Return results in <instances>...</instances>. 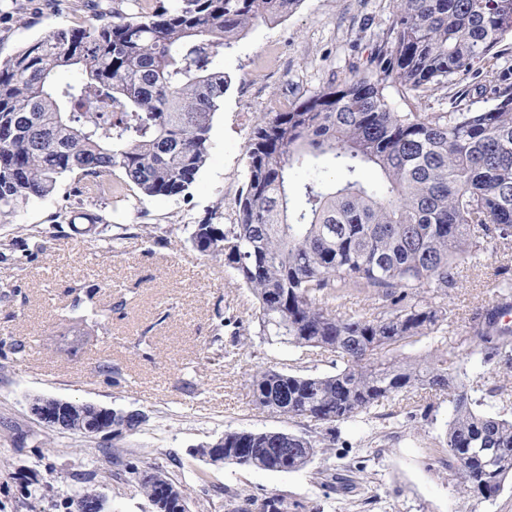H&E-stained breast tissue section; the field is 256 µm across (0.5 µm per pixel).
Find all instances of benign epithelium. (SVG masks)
<instances>
[{
	"instance_id": "1",
	"label": "benign epithelium",
	"mask_w": 512,
	"mask_h": 512,
	"mask_svg": "<svg viewBox=\"0 0 512 512\" xmlns=\"http://www.w3.org/2000/svg\"><path fill=\"white\" fill-rule=\"evenodd\" d=\"M30 412L51 429L77 431L97 436L122 421L123 413L97 404L58 398H41L30 404ZM76 512H105L107 499L98 492L85 493L75 505Z\"/></svg>"
}]
</instances>
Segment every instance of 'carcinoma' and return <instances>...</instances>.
I'll use <instances>...</instances> for the list:
<instances>
[{"mask_svg":"<svg viewBox=\"0 0 512 512\" xmlns=\"http://www.w3.org/2000/svg\"><path fill=\"white\" fill-rule=\"evenodd\" d=\"M300 2L174 0L137 20L114 10L0 62V218L51 197L66 176L79 194L124 206L186 194L209 158L213 118L231 85L217 57ZM509 35L512 0H393L386 39L365 71L255 117L237 223L209 216L191 225L190 239L252 293L261 343L331 352L342 367L325 376L258 367L255 406L303 417L317 435L228 430L216 444L224 461L303 469L336 443L341 424L428 389L452 404L448 467L463 492L488 500L512 475V418L473 407L438 336L459 258L491 241L512 248V73L498 70L495 51ZM475 62L495 101L487 110L399 113L385 101L387 83L435 91ZM65 68L81 80L56 82ZM319 158L338 180H290V170ZM369 167L379 172L374 183ZM116 169L130 192L112 188ZM55 219L78 235L104 223L69 208ZM499 275L498 305L473 317L464 341L509 370L512 340L499 317L512 309V279ZM349 297L378 305L362 313L346 307ZM428 336L418 359L390 355ZM286 446L298 452H269ZM157 472L166 475L134 456L122 470L152 507Z\"/></svg>","mask_w":512,"mask_h":512,"instance_id":"cac0c4a2","label":"carcinoma"}]
</instances>
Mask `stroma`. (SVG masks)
I'll return each instance as SVG.
<instances>
[{
    "mask_svg": "<svg viewBox=\"0 0 512 512\" xmlns=\"http://www.w3.org/2000/svg\"><path fill=\"white\" fill-rule=\"evenodd\" d=\"M391 0H302L274 23L256 25L221 64L231 77L214 118L207 165L186 195L145 197L137 207L93 205L63 178L54 195L0 219V512H68L86 491L91 468L109 475L112 512H150L145 497L117 479L118 460L154 459L185 490L191 512H224V494L259 512L273 496L298 512H512V479L493 499L463 493L448 468V399L414 408L385 402L344 424L332 448L298 471H263L193 457L191 448L233 429L311 430L303 418L255 407L251 375L259 366L330 375L333 353L261 343L251 293L193 245L188 225L216 213L237 221L245 147L255 116L288 109L302 95L349 78L388 31ZM87 0H0V61L61 28L88 25ZM478 67L421 95L390 86L397 112H451L492 100ZM97 207L106 224L92 236L56 223L60 206ZM512 249L488 243L479 258L458 261L460 283L445 300L448 358L484 409L512 416V371L484 362L459 342L474 313L498 301L499 268ZM94 316L83 348L60 349L63 317ZM23 352H13V344ZM110 362L111 383L99 370ZM140 410L144 425L105 439L47 428L29 411L36 397Z\"/></svg>",
    "mask_w": 512,
    "mask_h": 512,
    "instance_id": "35a3bbf8",
    "label": "stroma"
}]
</instances>
